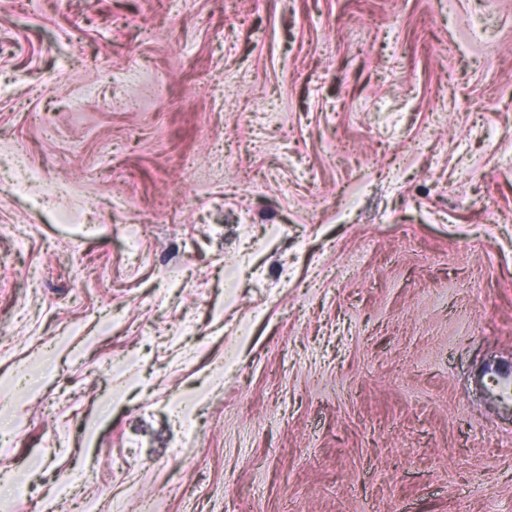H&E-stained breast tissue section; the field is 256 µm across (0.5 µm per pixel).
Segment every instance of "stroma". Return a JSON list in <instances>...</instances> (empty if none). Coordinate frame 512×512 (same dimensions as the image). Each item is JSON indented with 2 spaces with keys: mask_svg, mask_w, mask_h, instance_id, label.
<instances>
[{
  "mask_svg": "<svg viewBox=\"0 0 512 512\" xmlns=\"http://www.w3.org/2000/svg\"><path fill=\"white\" fill-rule=\"evenodd\" d=\"M512 0H0V512H512Z\"/></svg>",
  "mask_w": 512,
  "mask_h": 512,
  "instance_id": "stroma-1",
  "label": "stroma"
}]
</instances>
